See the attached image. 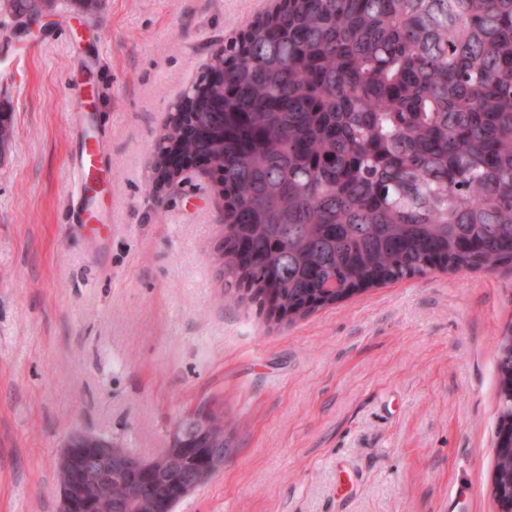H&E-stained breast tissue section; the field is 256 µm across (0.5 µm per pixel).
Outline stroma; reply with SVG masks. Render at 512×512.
<instances>
[{"label": "stroma", "mask_w": 512, "mask_h": 512, "mask_svg": "<svg viewBox=\"0 0 512 512\" xmlns=\"http://www.w3.org/2000/svg\"><path fill=\"white\" fill-rule=\"evenodd\" d=\"M278 3L59 0L29 33L0 13V512H57L72 431L150 459L203 408L234 452L174 512H501L512 264L436 268L278 324L221 273L206 168L153 191L175 103ZM89 142L96 232L71 219Z\"/></svg>", "instance_id": "1"}]
</instances>
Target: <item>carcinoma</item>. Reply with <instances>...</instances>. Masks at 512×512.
<instances>
[{"instance_id": "obj_1", "label": "carcinoma", "mask_w": 512, "mask_h": 512, "mask_svg": "<svg viewBox=\"0 0 512 512\" xmlns=\"http://www.w3.org/2000/svg\"><path fill=\"white\" fill-rule=\"evenodd\" d=\"M57 0H0L22 16ZM224 116L205 152L224 227L256 257L218 261L239 286L373 287L424 275L459 239L480 267L512 257V0H288L224 46ZM172 486L94 491L96 512H151Z\"/></svg>"}]
</instances>
